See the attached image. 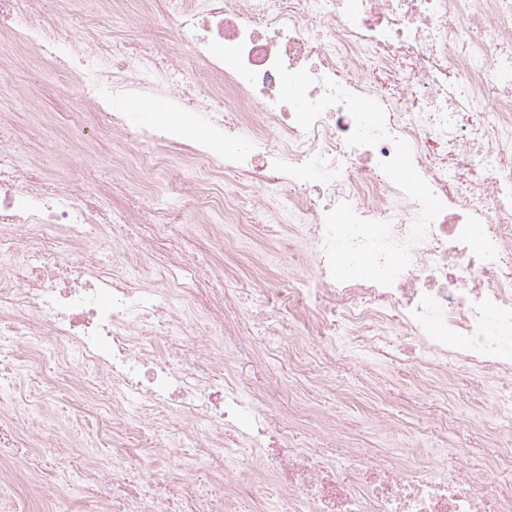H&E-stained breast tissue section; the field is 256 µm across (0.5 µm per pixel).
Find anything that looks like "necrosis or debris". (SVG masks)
<instances>
[{
  "instance_id": "obj_1",
  "label": "necrosis or debris",
  "mask_w": 512,
  "mask_h": 512,
  "mask_svg": "<svg viewBox=\"0 0 512 512\" xmlns=\"http://www.w3.org/2000/svg\"><path fill=\"white\" fill-rule=\"evenodd\" d=\"M140 17L162 22V45L105 35L96 13L114 0H0V72L18 57L65 63V94L126 150L121 167L141 182L133 204L109 212L100 187L58 185L21 169L0 133V325L14 340L18 371L55 358L49 394L77 392L94 417L112 423V445L191 446L211 470L228 453L255 454L247 474L224 478V506L252 505L274 492L272 512H512V437L488 466L506 479L490 494L456 469L433 470L420 441L400 442L380 463L351 446L323 465L322 437L288 422L297 374L313 364L345 367L359 348L449 391L462 376L495 389V417L512 425V0H133ZM282 59L318 82L375 98L387 139L351 147L354 119L329 107L310 129L278 103ZM159 99L163 125L134 116L130 100ZM208 124L214 135L187 140ZM444 205L411 264L389 287L332 279L323 245L326 213L349 202L362 218L387 221L405 240L420 212L380 163L394 138ZM202 163L206 179L177 208L147 207L150 176L170 163ZM302 215L282 227L279 194ZM229 224L300 239L261 280L262 299L293 313L251 334L223 271L204 276L187 261L181 230L208 209ZM114 243L111 263L91 254ZM139 255L157 247L169 267L136 277L123 241ZM311 264L304 279L289 267ZM214 333L226 354L211 351ZM85 493L101 512H212L195 479L171 485L140 458L138 470L81 462Z\"/></svg>"
}]
</instances>
